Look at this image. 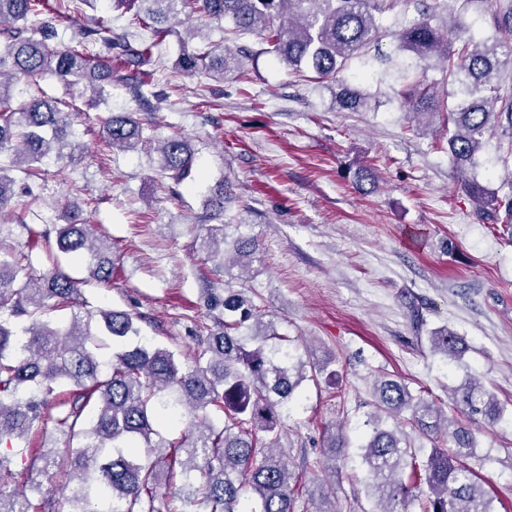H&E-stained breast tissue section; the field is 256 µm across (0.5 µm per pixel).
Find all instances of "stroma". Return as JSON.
I'll return each mask as SVG.
<instances>
[{
	"label": "stroma",
	"instance_id": "stroma-1",
	"mask_svg": "<svg viewBox=\"0 0 512 512\" xmlns=\"http://www.w3.org/2000/svg\"><path fill=\"white\" fill-rule=\"evenodd\" d=\"M104 20L133 28V13L110 0L66 18H32L35 34L54 30L60 46ZM246 44L243 76L217 84L188 79L174 66L181 44L168 37L154 69L162 100L142 104L113 87L109 103L86 110L76 124L84 151L76 163L48 166L27 179L4 217L5 246L26 253L38 272L53 262L30 232L56 223L52 203H75L87 223L103 225L115 242L107 284L82 289L89 309L137 313L142 336L194 352L199 324L209 323L202 290L223 288L200 248L198 217L216 186L224 188L228 239L252 237L258 249L232 288L260 306L298 351L330 358L335 386L304 382L302 402L283 424L280 446L293 471L322 460L324 432L342 427L349 443L334 473L332 512H371L374 500L355 447L374 409L373 382H404L413 395L446 414L448 389L479 378L505 409L495 424L476 420V470L490 482L495 512H512V243L501 228L479 220L457 171L440 146L448 137L438 118L412 129L391 103L388 85L362 81L384 106L339 111L328 88L292 73ZM134 112L144 134L191 138L193 177L169 192L149 154L104 147L99 119ZM371 166L375 183L357 188L355 173ZM448 327L467 349L460 362L433 351L431 329Z\"/></svg>",
	"mask_w": 512,
	"mask_h": 512
}]
</instances>
